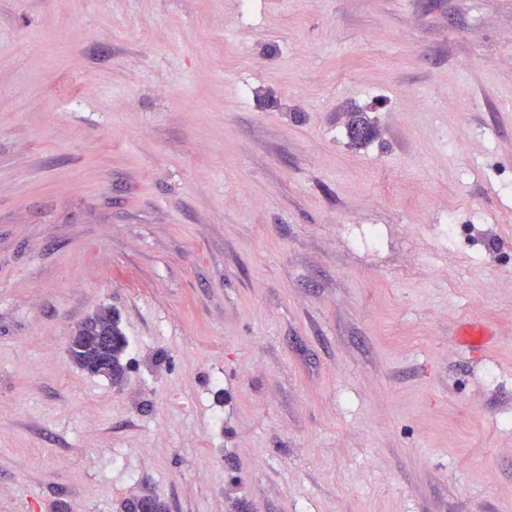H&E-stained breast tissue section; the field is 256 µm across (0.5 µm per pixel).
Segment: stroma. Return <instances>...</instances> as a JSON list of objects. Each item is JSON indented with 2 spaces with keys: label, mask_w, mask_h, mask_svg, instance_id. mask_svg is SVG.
I'll use <instances>...</instances> for the list:
<instances>
[{
  "label": "stroma",
  "mask_w": 512,
  "mask_h": 512,
  "mask_svg": "<svg viewBox=\"0 0 512 512\" xmlns=\"http://www.w3.org/2000/svg\"><path fill=\"white\" fill-rule=\"evenodd\" d=\"M145 490L512 512V0H0V512ZM363 114L364 112H353L347 124L348 138L355 145H362L375 135L373 123ZM101 312L103 310H100ZM96 311L93 314L87 316L82 321L75 332L76 343L83 349L84 352H78V357L74 359L75 364L81 369L88 373L98 375L99 372H92L87 369L91 367L104 366L108 374L112 377V383H120L124 376V364L123 357L128 346V341L125 334L121 330L118 321L112 316V328L109 326L102 328L99 331V335L96 336V341L101 345L111 346H97L91 342V338L98 329L99 325H102L105 319V314ZM124 336L122 341L112 343L115 336Z\"/></svg>",
  "instance_id": "obj_1"
}]
</instances>
